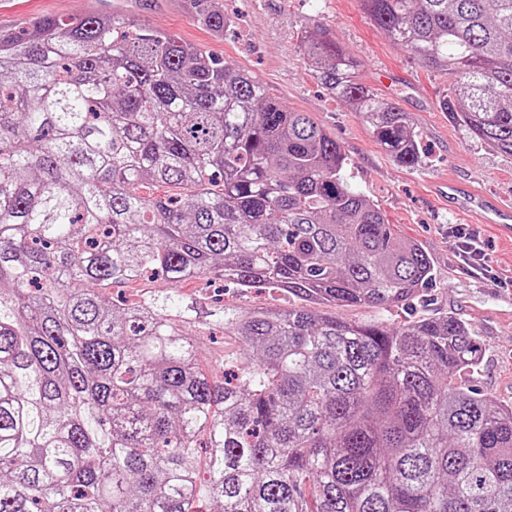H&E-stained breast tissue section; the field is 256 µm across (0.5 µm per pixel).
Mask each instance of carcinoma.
<instances>
[{"label":"carcinoma","instance_id":"obj_1","mask_svg":"<svg viewBox=\"0 0 512 512\" xmlns=\"http://www.w3.org/2000/svg\"><path fill=\"white\" fill-rule=\"evenodd\" d=\"M448 76L439 107L512 156V0H362ZM202 22L224 31L203 0ZM316 80L399 163L406 113L317 26ZM341 146L174 34L87 13L0 29V512H512V405L463 375L485 349L454 313L389 327L319 307H400L428 254L348 183ZM148 275L303 302L209 329L217 378ZM192 334H201L197 336L201 363L217 375H220L219 368L223 364L224 356L240 352V343L236 336H207L205 326L193 327Z\"/></svg>","mask_w":512,"mask_h":512}]
</instances>
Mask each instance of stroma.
Returning a JSON list of instances; mask_svg holds the SVG:
<instances>
[{"mask_svg":"<svg viewBox=\"0 0 512 512\" xmlns=\"http://www.w3.org/2000/svg\"><path fill=\"white\" fill-rule=\"evenodd\" d=\"M230 18L224 32L206 29L197 0H0L6 25L27 27L40 16L68 18L89 11L131 19L158 33H173L203 52L222 58L257 81L288 108L307 113L342 147L352 186L378 204L390 223L430 256L434 280L418 315L458 314L483 342L485 356L474 382L498 401L512 404V236L458 212L446 194L449 181L512 204V156L472 139L449 120L438 101L446 75L423 69L406 50L374 26L361 0H217ZM319 25L361 62L359 75L393 101L419 134L424 158L398 164L374 139L361 117L331 98L312 76L298 36ZM480 234L482 257L466 259L456 228ZM168 289L208 313L229 305L240 312L287 307L286 293L220 288L201 279L139 283L107 288L112 300Z\"/></svg>","mask_w":512,"mask_h":512,"instance_id":"1","label":"stroma"}]
</instances>
